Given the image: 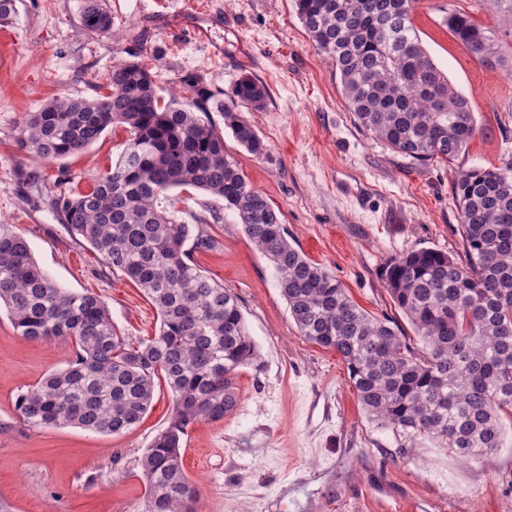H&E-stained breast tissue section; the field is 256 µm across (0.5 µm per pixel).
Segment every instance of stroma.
Segmentation results:
<instances>
[{
  "instance_id": "stroma-1",
  "label": "stroma",
  "mask_w": 512,
  "mask_h": 512,
  "mask_svg": "<svg viewBox=\"0 0 512 512\" xmlns=\"http://www.w3.org/2000/svg\"><path fill=\"white\" fill-rule=\"evenodd\" d=\"M114 37L81 24L82 0H17L0 24V221L29 242L61 286L100 294L124 336L151 338L160 321L144 293L109 271L60 224L50 201L89 190L120 159L125 128L107 129L81 153L35 164L16 145L28 113L57 94L93 99L113 64L139 60L157 85L200 80L223 98L248 74L268 96L243 110L268 146L241 147L219 112L224 151L269 199L289 240L326 269L371 315L411 327L378 272L390 257L433 248L461 257L448 162L415 161L358 125L333 61L309 41L292 0H102ZM459 10L489 28L512 62V0H416L415 30L450 82L469 95L479 130L459 162L493 167L512 159V71L477 63L443 24ZM220 15L211 44L195 31ZM37 179H29V171ZM171 209L211 248L196 266L238 298L262 354L260 369L236 377L235 411L193 424L184 468L200 512H512V440L461 460L427 438L409 439L371 421L345 364L300 336L269 260L247 239L238 215L193 188L171 193ZM71 348L31 341L0 310V512H140L145 488L138 458L172 408L167 387L132 429L98 434L24 423L17 396L65 365Z\"/></svg>"
}]
</instances>
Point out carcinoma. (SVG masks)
I'll return each instance as SVG.
<instances>
[{
    "label": "carcinoma",
    "mask_w": 512,
    "mask_h": 512,
    "mask_svg": "<svg viewBox=\"0 0 512 512\" xmlns=\"http://www.w3.org/2000/svg\"><path fill=\"white\" fill-rule=\"evenodd\" d=\"M413 3L294 0V7L309 40L335 63L361 127L412 160L451 163L475 137L476 115L423 48ZM81 23L114 36L100 0H83ZM443 23L478 63L504 64L493 33L466 13L452 12ZM183 84L187 93L165 96L146 67L122 61L106 78V94H60L22 121L17 146L40 161L77 154L110 127L129 132L120 160L89 191L63 192L51 206L71 235L143 291L160 328L131 342L100 295L60 287L27 239L1 223L0 306L24 338L73 347L64 368L18 395L20 419L32 427L119 434L140 421L165 384L173 398L167 425L138 460L143 512H198V491L183 467L188 429L230 413L237 373L260 367L262 357L235 294L207 277L185 249L192 237L199 249L212 239L192 234L162 206L171 190L191 187L237 213L271 262L300 335L340 355L373 420L412 438L430 437L465 459L502 447V417L512 419V159L493 169L452 170L466 262L422 248L380 268L394 307L422 345L417 353L398 327L370 315L290 244L268 199L225 155L222 132L199 117L215 108L241 146L264 155L266 145L239 109L260 107L265 86L242 75L223 102L191 78Z\"/></svg>",
    "instance_id": "carcinoma-1"
}]
</instances>
